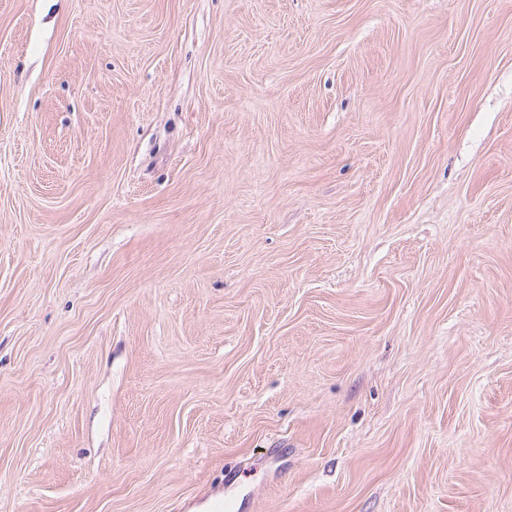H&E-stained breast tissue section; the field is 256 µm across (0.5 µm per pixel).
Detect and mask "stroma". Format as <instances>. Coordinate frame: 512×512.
Returning <instances> with one entry per match:
<instances>
[{
  "label": "stroma",
  "instance_id": "obj_1",
  "mask_svg": "<svg viewBox=\"0 0 512 512\" xmlns=\"http://www.w3.org/2000/svg\"><path fill=\"white\" fill-rule=\"evenodd\" d=\"M512 512V0H0V512Z\"/></svg>",
  "mask_w": 512,
  "mask_h": 512
}]
</instances>
